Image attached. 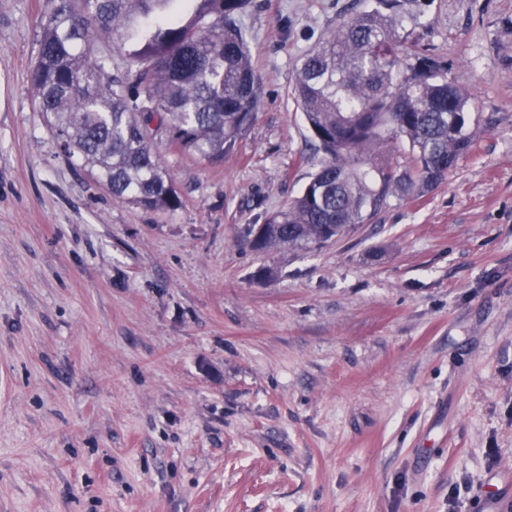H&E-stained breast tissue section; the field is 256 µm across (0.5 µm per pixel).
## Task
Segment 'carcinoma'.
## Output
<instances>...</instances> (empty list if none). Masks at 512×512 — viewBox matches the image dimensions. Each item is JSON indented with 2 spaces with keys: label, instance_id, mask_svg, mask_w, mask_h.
I'll use <instances>...</instances> for the list:
<instances>
[{
  "label": "carcinoma",
  "instance_id": "obj_1",
  "mask_svg": "<svg viewBox=\"0 0 512 512\" xmlns=\"http://www.w3.org/2000/svg\"><path fill=\"white\" fill-rule=\"evenodd\" d=\"M250 2L47 0L28 81L63 151L117 199L180 208L158 144L220 165L257 112L240 24ZM403 18L401 0H377L304 55L292 96L320 160L301 195L267 218L258 249L321 246L390 198L442 182L471 150L470 94L439 56L413 50Z\"/></svg>",
  "mask_w": 512,
  "mask_h": 512
}]
</instances>
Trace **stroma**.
I'll list each match as a JSON object with an SVG mask.
<instances>
[{"instance_id": "obj_1", "label": "stroma", "mask_w": 512, "mask_h": 512, "mask_svg": "<svg viewBox=\"0 0 512 512\" xmlns=\"http://www.w3.org/2000/svg\"><path fill=\"white\" fill-rule=\"evenodd\" d=\"M375 0H252L261 98L149 211L65 156L27 79L47 0H0V512H484L512 470V0H409L474 100L439 185L254 251L315 171L302 55Z\"/></svg>"}]
</instances>
